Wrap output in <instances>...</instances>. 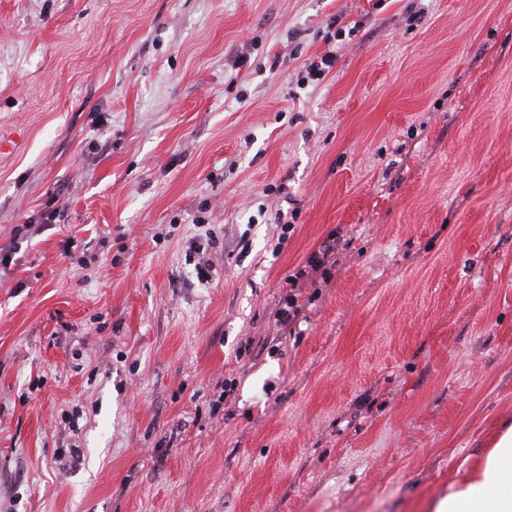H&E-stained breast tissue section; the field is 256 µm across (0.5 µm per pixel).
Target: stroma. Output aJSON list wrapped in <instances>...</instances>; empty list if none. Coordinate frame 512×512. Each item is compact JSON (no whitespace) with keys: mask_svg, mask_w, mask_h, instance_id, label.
I'll return each mask as SVG.
<instances>
[{"mask_svg":"<svg viewBox=\"0 0 512 512\" xmlns=\"http://www.w3.org/2000/svg\"><path fill=\"white\" fill-rule=\"evenodd\" d=\"M1 247L0 512H426L512 419V0H0ZM340 245V238L336 233L330 234L322 243L318 251H314L306 260L304 268H298L295 274L288 276V282L294 287L299 280L304 279L310 273L320 272L324 280L331 277V269L336 264V250Z\"/></svg>","mask_w":512,"mask_h":512,"instance_id":"1","label":"stroma"}]
</instances>
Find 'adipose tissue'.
<instances>
[{
	"instance_id": "1",
	"label": "adipose tissue",
	"mask_w": 512,
	"mask_h": 512,
	"mask_svg": "<svg viewBox=\"0 0 512 512\" xmlns=\"http://www.w3.org/2000/svg\"><path fill=\"white\" fill-rule=\"evenodd\" d=\"M430 512H512V422H503L467 475L451 480Z\"/></svg>"
}]
</instances>
